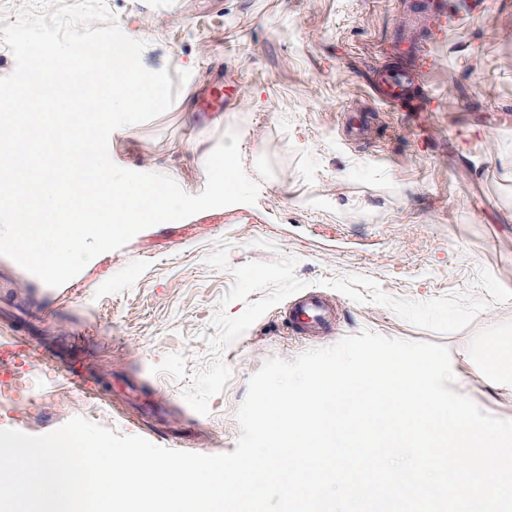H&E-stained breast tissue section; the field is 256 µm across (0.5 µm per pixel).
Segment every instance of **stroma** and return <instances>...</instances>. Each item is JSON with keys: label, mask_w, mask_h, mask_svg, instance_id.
<instances>
[{"label": "stroma", "mask_w": 512, "mask_h": 512, "mask_svg": "<svg viewBox=\"0 0 512 512\" xmlns=\"http://www.w3.org/2000/svg\"><path fill=\"white\" fill-rule=\"evenodd\" d=\"M143 65L177 97L116 129L118 166L207 184L199 157L236 130L256 204L209 209L137 233L59 287L0 256V429L96 424L175 450L234 451L236 411L267 358L293 360L368 329L446 346L461 394L512 420V392L480 365L512 335V0L432 37L423 108L368 94L413 0H105ZM223 87L219 119L204 112ZM373 115L363 140L346 118ZM334 305L328 334L285 321L298 293ZM83 376L87 387L66 378Z\"/></svg>", "instance_id": "35a3bbf8"}]
</instances>
